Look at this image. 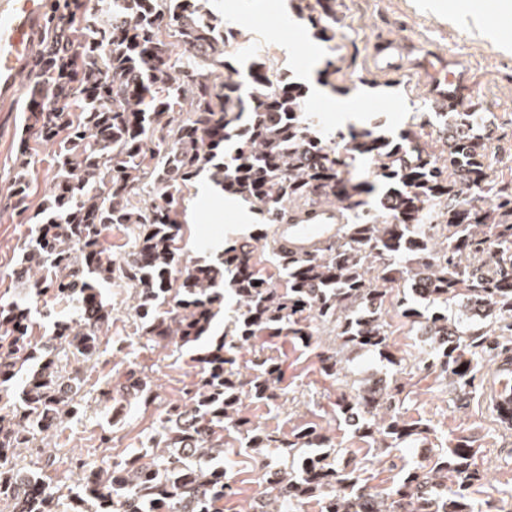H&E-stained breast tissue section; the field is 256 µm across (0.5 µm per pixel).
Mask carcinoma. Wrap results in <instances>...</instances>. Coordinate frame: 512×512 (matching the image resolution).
Masks as SVG:
<instances>
[{"mask_svg": "<svg viewBox=\"0 0 512 512\" xmlns=\"http://www.w3.org/2000/svg\"><path fill=\"white\" fill-rule=\"evenodd\" d=\"M44 23L41 53L28 88L43 99L26 135L54 146L52 187L31 216L35 227L15 278L32 285L25 301L0 303V500L11 512H224L229 486L224 431L235 428L255 456L279 450L264 481L266 512L298 509L313 499L319 512H483L469 497L484 474L478 449L462 437L426 463L403 470L388 491L372 492L315 424L276 440L239 416L243 399L275 398L274 359L257 358L243 374L236 353L258 336L298 339L305 347L325 333L336 339L324 369L339 376L344 351L369 350L394 366L385 305L421 326L439 369L464 400L483 363L502 386L493 399L512 424V180L492 175L486 127L458 113L462 129L437 134L428 149L408 127L396 137L352 130L333 143L312 131L305 92L283 73L255 63L242 93L231 63L235 34L213 23L211 0H57ZM247 122H242L244 115ZM370 159L375 180L356 171ZM224 191L250 202L266 224L288 214L339 205L344 222L320 251L280 256L285 275L271 281L253 264L257 287L234 277L233 329L210 339L218 287L242 241L220 264L186 265L172 287L171 269L183 234L178 199L203 171ZM341 182L343 192L336 193ZM30 162L21 163L13 201L29 211ZM147 195L143 209L134 200ZM114 224L140 232L117 260L100 245ZM120 274L135 285L141 335L158 345L209 348L187 402L170 409L148 448L124 462H79L78 485L54 481L47 456L29 470L33 484L14 488L17 450L75 418L85 385L79 364L97 362L112 308L99 283ZM75 301L77 318L53 335L34 336L32 308L47 292ZM456 306L462 316L448 314ZM148 376L130 372L118 401H153ZM393 379L379 389L341 392L336 417L379 452L428 438L408 422Z\"/></svg>", "mask_w": 512, "mask_h": 512, "instance_id": "obj_1", "label": "carcinoma"}]
</instances>
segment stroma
I'll return each mask as SVG.
<instances>
[{
  "instance_id": "1",
  "label": "stroma",
  "mask_w": 512,
  "mask_h": 512,
  "mask_svg": "<svg viewBox=\"0 0 512 512\" xmlns=\"http://www.w3.org/2000/svg\"><path fill=\"white\" fill-rule=\"evenodd\" d=\"M212 10L220 25L237 30L242 65L264 58L306 90V112L313 117L324 140L348 134L350 129L380 124L382 131L397 134L417 124L423 133H434L439 121L434 101L424 90L416 59L438 60L452 55L468 68L470 94L457 109L469 111L480 104L491 122L490 149L496 159V175L512 180V28L497 25L479 29L435 9L433 0H334L328 19L335 42L315 34L311 20L285 0H213ZM390 36L411 48L394 71L377 72L372 65L376 43ZM332 76H325V67ZM352 104L349 112L332 109L335 99ZM29 94L24 76H17L10 98L0 97V200L9 193L23 155H30L38 177L30 186L31 204L48 193L53 171V149L45 142L25 143ZM237 197L214 183L208 174L198 176L184 191L181 205L186 233L178 252L181 263L214 264L226 247L249 237L257 241L254 260L272 274H280L277 254L269 242V225L257 213L242 215ZM21 219H0V298L11 300L21 285L13 275L20 248L29 233ZM101 292L112 305V324L107 351L95 368L86 372L85 411L66 423L50 439L60 457L57 475L76 478L71 458L120 461L145 447L156 433L166 410L187 401L197 381L192 350L163 348L141 336L139 320L131 305L134 290L122 277L104 284ZM390 342L401 367L386 365L370 352H350L338 378L320 368L318 352L327 351L333 339L323 336L319 349L306 352L289 338L263 341L267 356L281 359L286 373L283 395L269 402L244 401L243 417L266 433L288 436L300 423L310 421L323 429L336 446L350 449L352 464L364 470L371 487H391L403 464L419 461L421 447L438 448L448 437L463 436L479 448V465L486 481L471 490L478 505L503 506L512 502V426L502 424L492 399L500 384L492 373L476 380L466 403L451 394L439 370L426 368L427 346L411 323L396 311H388ZM145 370L157 393L155 404L131 403L121 407L101 395L106 382L124 378L129 370ZM382 373L400 374L405 385L400 412L404 419L429 424L432 433L425 445H412L391 455L369 451L333 412V402L350 391L358 380ZM230 450L231 491L224 498V512H250L262 492L264 476L260 460L238 449L235 431L224 434Z\"/></svg>"
}]
</instances>
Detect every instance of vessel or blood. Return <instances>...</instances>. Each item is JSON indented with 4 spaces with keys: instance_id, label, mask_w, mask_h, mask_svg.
I'll use <instances>...</instances> for the list:
<instances>
[{
    "instance_id": "1",
    "label": "vessel or blood",
    "mask_w": 512,
    "mask_h": 512,
    "mask_svg": "<svg viewBox=\"0 0 512 512\" xmlns=\"http://www.w3.org/2000/svg\"><path fill=\"white\" fill-rule=\"evenodd\" d=\"M46 9V0H0V92L9 93L15 85L18 69L33 50L34 31ZM403 55L402 46L385 39L379 44L374 60L379 68L393 69ZM426 73L425 89L441 106L460 102L468 85L463 63L455 58L431 64L421 59ZM340 211L320 208L290 223L278 225L272 236L274 250L306 253L315 250L336 233Z\"/></svg>"
}]
</instances>
